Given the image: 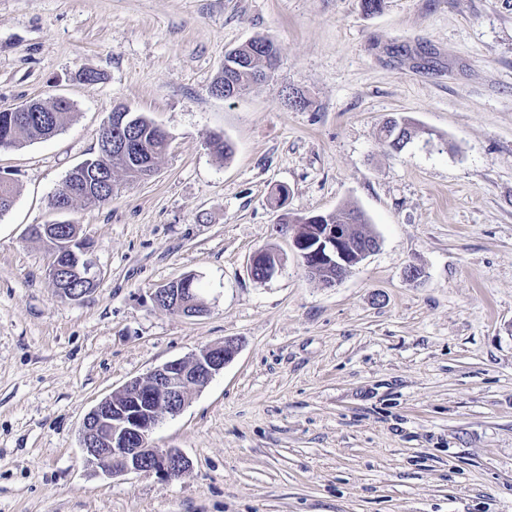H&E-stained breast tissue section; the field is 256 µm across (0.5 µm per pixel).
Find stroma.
I'll use <instances>...</instances> for the list:
<instances>
[{"label":"stroma","instance_id":"1","mask_svg":"<svg viewBox=\"0 0 512 512\" xmlns=\"http://www.w3.org/2000/svg\"><path fill=\"white\" fill-rule=\"evenodd\" d=\"M257 37L280 49L273 79L212 95ZM57 97L62 130L0 151L17 187L0 215V512H512V0H0V109ZM120 104L171 145L150 179L66 213L99 269L66 301L29 228L57 220L56 189ZM393 116L434 143L388 152ZM279 186L300 215L361 209L377 250L334 285L310 278L274 229ZM266 248L284 269L260 283ZM187 275L206 313L154 305ZM229 337L235 358L152 435L188 457L181 477L84 466L100 400ZM254 269H257L254 273L255 279L257 281L261 280L262 273L258 271V269H262L264 271L265 278L261 282H266L281 272L282 259L276 252L266 249L258 251L250 259L251 274Z\"/></svg>","mask_w":512,"mask_h":512}]
</instances>
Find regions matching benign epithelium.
<instances>
[{
	"instance_id": "1",
	"label": "benign epithelium",
	"mask_w": 512,
	"mask_h": 512,
	"mask_svg": "<svg viewBox=\"0 0 512 512\" xmlns=\"http://www.w3.org/2000/svg\"><path fill=\"white\" fill-rule=\"evenodd\" d=\"M129 129L125 107L112 110L99 137L97 158L123 154L128 141L116 133ZM72 183L89 196L103 195L102 187L112 183L111 170L88 159L73 169ZM293 245L299 252L305 272L326 284L342 280L376 250L378 243L360 246L352 237L349 224H297ZM250 269L264 271L265 280L281 272L282 259L276 252L261 250L250 259ZM73 272L86 282L98 279L99 272L91 246L84 243ZM157 306L193 316L207 310L194 288H158L152 295ZM238 352L237 342L226 338L217 345L202 348L190 360L175 359L154 369L146 378L127 382L116 394L97 403L83 419L79 440L86 467L108 476L136 473L175 479L188 468V461L175 448H157L151 435L165 415L175 416L188 404L193 391L206 386L224 370Z\"/></svg>"
}]
</instances>
